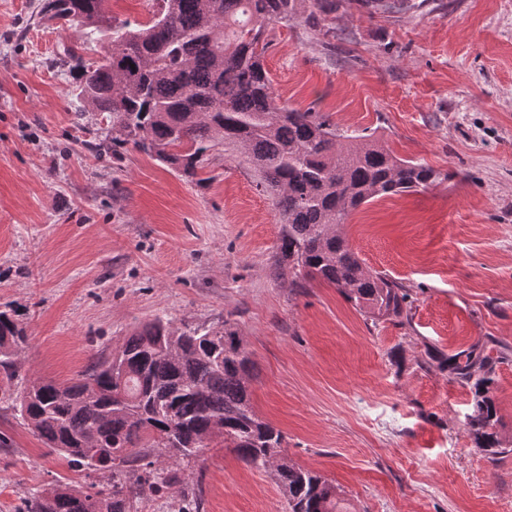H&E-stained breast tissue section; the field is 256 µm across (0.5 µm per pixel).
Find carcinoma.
<instances>
[{"label": "carcinoma", "mask_w": 512, "mask_h": 512, "mask_svg": "<svg viewBox=\"0 0 512 512\" xmlns=\"http://www.w3.org/2000/svg\"><path fill=\"white\" fill-rule=\"evenodd\" d=\"M106 0H42L40 13L104 44L89 62L63 48L79 97L112 113L98 155L133 144L192 178L216 146H232L258 172L281 216L274 269L290 288L314 282L337 289L374 321L404 323L407 293L366 268L349 246L351 212L378 198L436 182L428 165L394 156L373 140L310 109L279 101L263 65L267 30L301 15L303 0H156L146 24L120 20ZM27 336L15 315L0 311V401L68 462L99 471L89 487L58 483L31 494L27 512H134L146 493L178 498L167 512H200L196 489L161 459L192 460L215 438L245 464L274 472L288 512H344L336 487L288 460L282 432L256 414L251 360L230 320L184 327L156 319L123 338L73 383L29 377L19 384ZM125 367L122 380L110 361ZM479 340L444 359L455 380L473 389L470 434L490 462L512 453L494 425L490 396L497 364ZM123 391L124 401L115 394ZM158 460H148L146 449ZM142 463L131 479V465Z\"/></svg>", "instance_id": "carcinoma-1"}]
</instances>
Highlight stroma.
Masks as SVG:
<instances>
[{
  "mask_svg": "<svg viewBox=\"0 0 512 512\" xmlns=\"http://www.w3.org/2000/svg\"><path fill=\"white\" fill-rule=\"evenodd\" d=\"M39 2L0 0V309L26 329L23 375L69 383L155 319L228 318L254 363L257 415L347 512H512V453L492 463L476 447L473 392L437 362L480 339L506 350L492 396L512 443V0L341 7L332 38L300 20L268 27L283 104L441 174L345 226L364 265L406 288L401 326L275 276L280 214L240 153L216 147L192 180L129 146L90 152L112 115L80 111L63 48L103 47L39 19ZM184 475L204 512H285L273 472L222 440ZM67 479L103 481L0 403V512Z\"/></svg>",
  "mask_w": 512,
  "mask_h": 512,
  "instance_id": "obj_1",
  "label": "stroma"
}]
</instances>
